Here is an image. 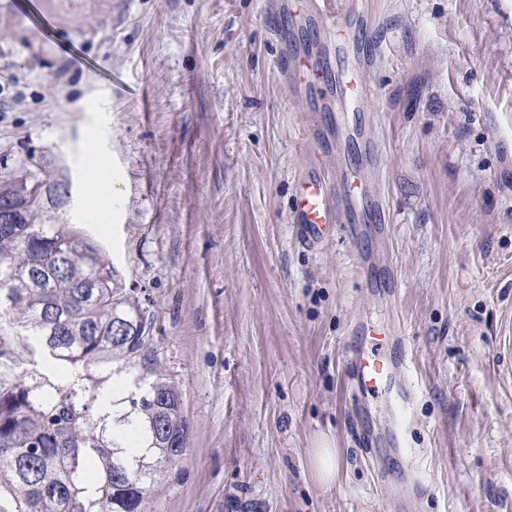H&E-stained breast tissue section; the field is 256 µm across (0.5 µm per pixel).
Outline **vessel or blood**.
<instances>
[{"instance_id": "1", "label": "vessel or blood", "mask_w": 512, "mask_h": 512, "mask_svg": "<svg viewBox=\"0 0 512 512\" xmlns=\"http://www.w3.org/2000/svg\"><path fill=\"white\" fill-rule=\"evenodd\" d=\"M364 0H306L302 12L316 19L330 31L331 46L344 48L358 44L379 52L380 45L370 29H353L351 19L364 8ZM280 75L290 90L305 92L310 108L315 112H347L360 107L369 95V88L356 69L333 72L328 58H314L296 50L282 52L275 61ZM365 194V180L361 170H342L329 176L322 170L304 171L297 184L292 208V222L301 243L314 246L322 242L333 225L348 222L351 239H358L363 231L356 223ZM369 346L347 360L350 386L356 396L366 397L382 391L393 392L400 406L411 401L410 392L397 377V366L384 349L396 345L394 331L371 328Z\"/></svg>"}]
</instances>
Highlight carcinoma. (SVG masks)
Segmentation results:
<instances>
[{
  "mask_svg": "<svg viewBox=\"0 0 512 512\" xmlns=\"http://www.w3.org/2000/svg\"><path fill=\"white\" fill-rule=\"evenodd\" d=\"M0 230V365L24 336L52 364L0 372V512H141L162 467L184 454L189 425L177 389L136 384L123 413L100 411V374L148 338L116 336L113 317H144L99 246L66 224Z\"/></svg>",
  "mask_w": 512,
  "mask_h": 512,
  "instance_id": "1",
  "label": "carcinoma"
}]
</instances>
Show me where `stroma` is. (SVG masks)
Here are the masks:
<instances>
[{
    "mask_svg": "<svg viewBox=\"0 0 512 512\" xmlns=\"http://www.w3.org/2000/svg\"><path fill=\"white\" fill-rule=\"evenodd\" d=\"M297 2L0 0V176L63 170L42 223L99 245L151 323L113 376L182 396L188 448L141 512H512V0H370L383 52H348L373 95L342 121L274 67ZM368 142L387 238L302 246L299 175ZM370 324L404 333L402 414L350 390ZM95 163L88 173V188L94 198H99L108 194L110 182L107 179L109 165L103 158L92 154ZM314 465L318 476L324 482H332L336 478L337 460L336 451L332 448H320L314 458Z\"/></svg>",
    "mask_w": 512,
    "mask_h": 512,
    "instance_id": "1",
    "label": "stroma"
}]
</instances>
